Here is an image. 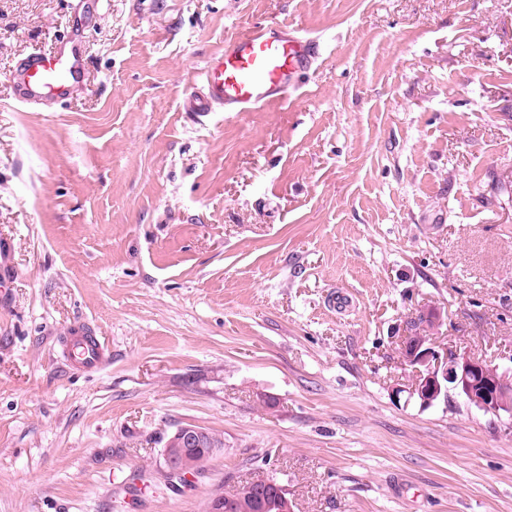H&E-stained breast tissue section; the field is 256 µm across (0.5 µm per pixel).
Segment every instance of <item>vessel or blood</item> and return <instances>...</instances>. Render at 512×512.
I'll list each match as a JSON object with an SVG mask.
<instances>
[{"label":"vessel or blood","instance_id":"b4317fda","mask_svg":"<svg viewBox=\"0 0 512 512\" xmlns=\"http://www.w3.org/2000/svg\"><path fill=\"white\" fill-rule=\"evenodd\" d=\"M321 50L318 38L303 29L253 24L206 62L200 73L202 89L188 96V108L201 118L218 108L252 112L284 101L299 88ZM82 66L81 49L67 39L60 41L54 53L32 51L16 66V97L27 104L65 103L81 77ZM63 356L77 367L96 371L107 364L110 348L101 337L77 325Z\"/></svg>","mask_w":512,"mask_h":512}]
</instances>
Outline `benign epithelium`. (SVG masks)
I'll return each mask as SVG.
<instances>
[{
  "label": "benign epithelium",
  "mask_w": 512,
  "mask_h": 512,
  "mask_svg": "<svg viewBox=\"0 0 512 512\" xmlns=\"http://www.w3.org/2000/svg\"><path fill=\"white\" fill-rule=\"evenodd\" d=\"M404 366L410 368L407 385L410 396L421 406L429 408L453 393L466 404L487 413L512 412V398L499 389V373L511 368L491 365L479 359L453 354L440 355L428 336H409L401 343ZM205 431L197 425L186 424L176 428L171 441L180 448V454H165L166 473L181 475L194 464L189 452L199 450Z\"/></svg>",
  "instance_id": "obj_1"
}]
</instances>
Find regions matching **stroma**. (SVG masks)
<instances>
[{
    "instance_id": "1",
    "label": "stroma",
    "mask_w": 512,
    "mask_h": 512,
    "mask_svg": "<svg viewBox=\"0 0 512 512\" xmlns=\"http://www.w3.org/2000/svg\"><path fill=\"white\" fill-rule=\"evenodd\" d=\"M258 22L321 38L309 77L198 119ZM64 38L83 81L17 104ZM0 285V512H204L258 468L296 512H512V414L421 407L400 350L430 308L512 362V0H0ZM184 424L224 450L176 489ZM71 335L68 349H63L66 360L86 371H96L107 364L110 348L104 339L87 333L80 325L72 328Z\"/></svg>"
}]
</instances>
